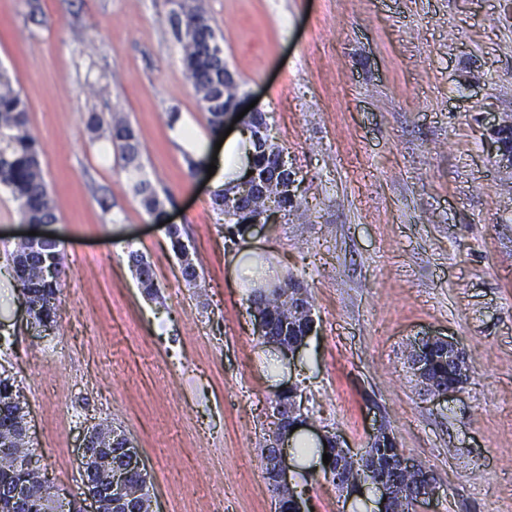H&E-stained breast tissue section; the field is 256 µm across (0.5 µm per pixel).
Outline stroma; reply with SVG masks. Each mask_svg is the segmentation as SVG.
<instances>
[{"instance_id": "35a3bbf8", "label": "stroma", "mask_w": 512, "mask_h": 512, "mask_svg": "<svg viewBox=\"0 0 512 512\" xmlns=\"http://www.w3.org/2000/svg\"><path fill=\"white\" fill-rule=\"evenodd\" d=\"M241 87L287 147L301 205L243 242L225 239L199 155L216 143L169 30L173 0H0V70L27 101L62 257L58 324L36 334L8 257L29 228L0 188V375L28 446L80 508L85 426L137 446L153 512H274L261 450L280 389L296 387L307 439L364 450L387 428L434 474L414 512H512V168L489 127L512 121V0H204ZM137 131L148 213L89 113ZM202 270L187 286L164 222ZM307 289L316 333L293 359L254 335L251 288L231 255ZM143 252L159 292L127 264ZM453 338L471 366L440 400L413 376L415 337ZM168 446L157 452L158 438ZM307 512H376L319 456L289 448Z\"/></svg>"}]
</instances>
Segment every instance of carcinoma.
I'll list each match as a JSON object with an SVG mask.
<instances>
[{
  "instance_id": "1",
  "label": "carcinoma",
  "mask_w": 512,
  "mask_h": 512,
  "mask_svg": "<svg viewBox=\"0 0 512 512\" xmlns=\"http://www.w3.org/2000/svg\"><path fill=\"white\" fill-rule=\"evenodd\" d=\"M202 15L190 10L178 17V21H170V34L183 47V66L187 77L194 81V86L201 99L209 102L207 120L216 128L224 124V98L214 94L213 82L221 69L219 58L211 54L208 43L213 38L209 26L199 24ZM87 129L96 135L107 136L116 148L122 161V168L133 175L132 191L144 209L149 212L159 210L163 202L153 183L140 175L141 165L140 143L133 126L126 120L113 117L107 121L98 112L89 113L86 121ZM0 185L8 189L19 202L22 219L35 224H55L59 217L49 193L42 163L41 150L35 136L28 127V105L17 92L7 74L0 73ZM51 254L56 266H61V254L58 244L45 243L37 249L25 246L12 254V264H24L33 270L41 262L42 257ZM127 263L136 272L138 286L142 292L153 297L157 294V283L150 263L146 256L137 250L127 254ZM27 301L34 304L29 309V316L36 327H52L56 323L58 295L61 292L58 279L53 277L39 278L28 275V279L19 284ZM260 288L252 289L251 304L262 316L266 317L264 325L270 332L283 337V341L297 338L302 329L292 330L283 326L281 319L267 318V303L259 296ZM22 421L15 404L13 390L0 385V429H17ZM33 455L28 448H15L0 442V461L9 462L8 468H0V484H24L25 471L17 465V461ZM113 467L126 472L132 482H137L149 496L147 480L141 478L132 465L130 458L124 453L121 444L112 447ZM51 485L32 484L28 487L26 501L0 497V512H44L50 501Z\"/></svg>"
}]
</instances>
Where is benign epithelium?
I'll use <instances>...</instances> for the list:
<instances>
[{
    "label": "benign epithelium",
    "mask_w": 512,
    "mask_h": 512,
    "mask_svg": "<svg viewBox=\"0 0 512 512\" xmlns=\"http://www.w3.org/2000/svg\"><path fill=\"white\" fill-rule=\"evenodd\" d=\"M224 92V120H229L239 113H244L238 121L240 132L250 136L255 153L272 159V164L262 168L247 162V169L253 174H243L233 187L224 189V218L242 219L244 224H274L277 217L283 215L288 201L297 196L296 173L288 164L285 153L271 146L266 113L259 107L243 112V104L248 93L239 92L237 73L228 64H223L221 74ZM493 141L500 160L512 166V125L494 123L490 126ZM281 315L288 316V322L296 320L306 324L305 332L297 341L288 344L282 337L270 333L265 337L268 344L290 355H295L305 345L314 331L315 320L304 287L297 284L288 285V303L281 310ZM432 349L448 363V370L456 380L448 385H439L433 377L432 362L426 355V349ZM413 374L427 391L435 397L444 398L462 386L470 374V365L458 343L448 337L423 336L414 343L410 356ZM275 428L273 431V452L266 459L267 477L275 490L276 500H288L293 504L294 512H302L301 497L286 481L287 466L285 461V443L289 441L291 430L306 423V417L297 407L274 409ZM123 441L122 448L131 457L133 466L140 474H145V465L132 440L110 428L95 425L86 430L80 444L81 463L85 483L83 502L86 507L78 512H130L131 506L139 501L141 491L135 489L126 473L112 468L110 447L114 439ZM99 448L101 452L91 455L90 449ZM367 482L380 493L379 512H403L402 505L410 498L414 503L431 499L436 494V482L432 471L420 466L413 460L398 454L382 468L368 464L352 475L343 473L336 467V486L341 490L354 491Z\"/></svg>",
    "instance_id": "benign-epithelium-1"
}]
</instances>
